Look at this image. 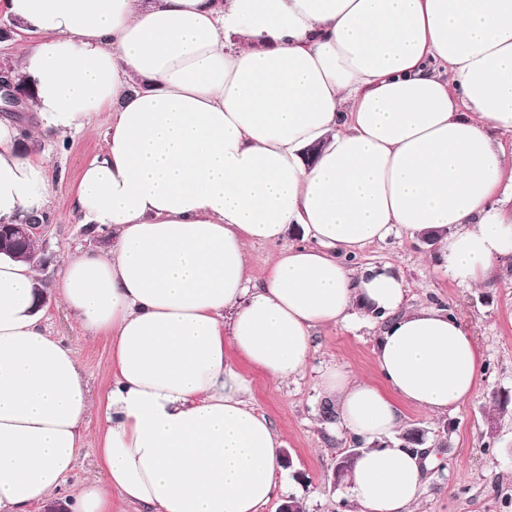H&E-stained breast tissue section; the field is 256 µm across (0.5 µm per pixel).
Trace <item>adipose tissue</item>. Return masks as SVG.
Listing matches in <instances>:
<instances>
[{
  "label": "adipose tissue",
  "instance_id": "adipose-tissue-1",
  "mask_svg": "<svg viewBox=\"0 0 512 512\" xmlns=\"http://www.w3.org/2000/svg\"><path fill=\"white\" fill-rule=\"evenodd\" d=\"M20 26L28 130L0 120V223L51 212L49 159L24 149L107 121L73 192L107 250L69 256L59 293L112 346L93 402L49 336L35 261L0 255V512L56 499L100 409L101 471L69 512H262L283 442L249 401L256 370L302 373L312 336L375 330L378 381L324 369L362 451L354 512H411L429 464L396 443L402 405L445 415L482 369L447 309L404 306L386 267L348 262L395 233L434 234L465 286L512 256V0H0ZM314 156H306L309 147ZM304 244L287 245L289 226ZM280 243L261 285L248 248Z\"/></svg>",
  "mask_w": 512,
  "mask_h": 512
}]
</instances>
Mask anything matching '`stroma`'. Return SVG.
Returning <instances> with one entry per match:
<instances>
[{
  "instance_id": "35a3bbf8",
  "label": "stroma",
  "mask_w": 512,
  "mask_h": 512,
  "mask_svg": "<svg viewBox=\"0 0 512 512\" xmlns=\"http://www.w3.org/2000/svg\"><path fill=\"white\" fill-rule=\"evenodd\" d=\"M103 139L97 130L39 143L49 157L52 199L38 243L47 259L43 323L48 335L74 350L96 400L112 383L111 344L103 336L88 337L68 311L57 292V272L62 258L77 248L107 243L79 223L72 206L81 171L100 152ZM352 263L359 268L390 265L405 282L407 308L435 305L458 315L484 362L474 394L456 412L436 416L416 407L403 409L404 430H425L424 446L432 457L412 512H512V260L501 263L491 280L472 287L436 273L432 247L404 236L367 245ZM373 344L369 329L328 326L314 334L304 376L276 384L253 372L252 402L285 442L283 489L263 512H279L290 501L301 512H344L332 474L349 442L333 431L329 413L336 405L317 388V371L335 364L355 378L376 379ZM501 394L508 396L507 405L497 404Z\"/></svg>"
}]
</instances>
